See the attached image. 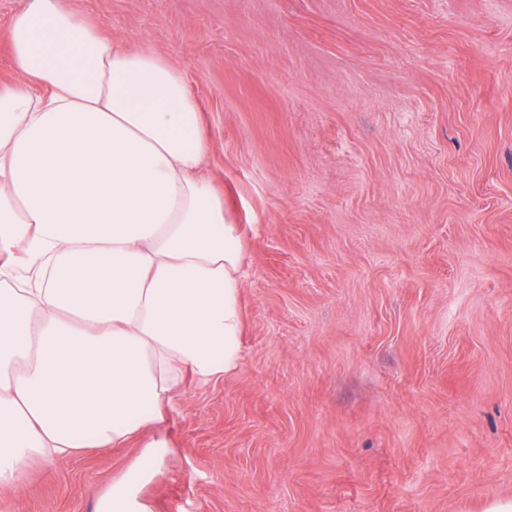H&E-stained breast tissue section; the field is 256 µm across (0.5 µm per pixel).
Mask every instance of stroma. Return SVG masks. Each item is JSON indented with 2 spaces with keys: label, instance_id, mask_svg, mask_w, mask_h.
<instances>
[{
  "label": "stroma",
  "instance_id": "1",
  "mask_svg": "<svg viewBox=\"0 0 512 512\" xmlns=\"http://www.w3.org/2000/svg\"><path fill=\"white\" fill-rule=\"evenodd\" d=\"M187 73L247 232L244 358L189 384L152 512L512 498V0H74ZM137 454L30 466L92 512Z\"/></svg>",
  "mask_w": 512,
  "mask_h": 512
}]
</instances>
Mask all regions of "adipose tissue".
I'll return each instance as SVG.
<instances>
[{
    "label": "adipose tissue",
    "instance_id": "obj_1",
    "mask_svg": "<svg viewBox=\"0 0 512 512\" xmlns=\"http://www.w3.org/2000/svg\"><path fill=\"white\" fill-rule=\"evenodd\" d=\"M0 84V491L138 446L94 512H150L188 382L243 354L246 235L185 70L67 0H23Z\"/></svg>",
    "mask_w": 512,
    "mask_h": 512
}]
</instances>
